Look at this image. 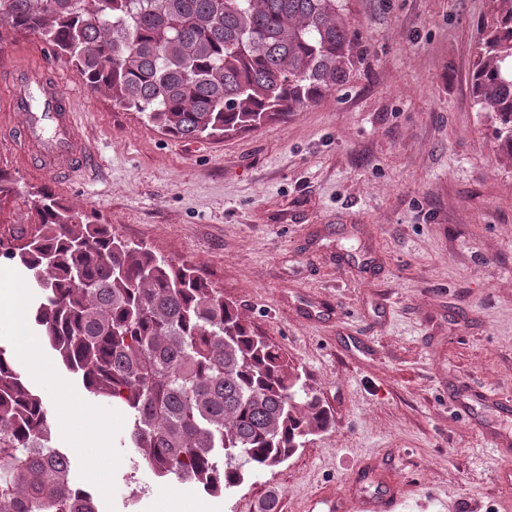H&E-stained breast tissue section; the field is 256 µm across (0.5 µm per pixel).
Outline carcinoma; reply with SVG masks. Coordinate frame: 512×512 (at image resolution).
Masks as SVG:
<instances>
[{
  "label": "carcinoma",
  "instance_id": "obj_1",
  "mask_svg": "<svg viewBox=\"0 0 512 512\" xmlns=\"http://www.w3.org/2000/svg\"><path fill=\"white\" fill-rule=\"evenodd\" d=\"M344 0H0V24L35 34L163 133L255 131L352 75ZM471 91L512 163V0H489ZM36 224L0 239L30 275L40 338L90 394L127 408L129 441L158 478L210 495L275 467L327 429L288 354L254 334L198 271L128 242L46 191ZM49 405L0 344V512H96L48 446Z\"/></svg>",
  "mask_w": 512,
  "mask_h": 512
}]
</instances>
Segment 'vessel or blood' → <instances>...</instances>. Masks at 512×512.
I'll return each instance as SVG.
<instances>
[{
    "instance_id": "vessel-or-blood-1",
    "label": "vessel or blood",
    "mask_w": 512,
    "mask_h": 512,
    "mask_svg": "<svg viewBox=\"0 0 512 512\" xmlns=\"http://www.w3.org/2000/svg\"><path fill=\"white\" fill-rule=\"evenodd\" d=\"M22 78L10 88L9 107L20 115V126L8 129L20 158L34 160L37 171L50 178H70L84 173L94 151L78 112L63 90L48 58L21 66ZM450 403L462 413L487 406L512 413V399L488 392L478 396L459 389L449 393ZM375 482L373 492L363 482ZM406 503L398 484L388 482L375 463H363L329 494L311 499L305 512H404Z\"/></svg>"
}]
</instances>
